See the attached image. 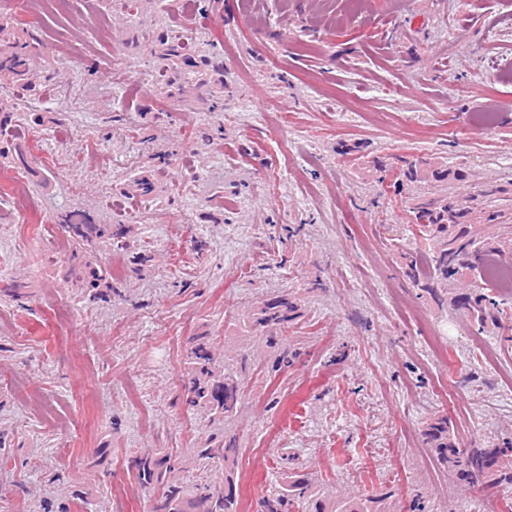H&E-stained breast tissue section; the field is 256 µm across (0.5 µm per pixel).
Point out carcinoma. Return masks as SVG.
I'll use <instances>...</instances> for the list:
<instances>
[{
	"label": "carcinoma",
	"instance_id": "1",
	"mask_svg": "<svg viewBox=\"0 0 512 512\" xmlns=\"http://www.w3.org/2000/svg\"><path fill=\"white\" fill-rule=\"evenodd\" d=\"M27 50L20 45L9 57L0 59V76L20 78L27 74ZM466 180L462 168H450L424 156L402 159V167L385 184L381 194L402 195L407 186L417 188L410 198L411 223L418 227L425 249L407 256L411 281L433 293L453 291L466 278H480L484 287L462 297L453 298L454 306L463 310L479 331L489 326L512 331V308L497 300L496 289L484 280L487 259L512 255V211L503 208L504 196L512 193V183L489 182L468 201L458 198L454 188ZM75 236L87 241L93 235L104 236L95 224L67 223ZM296 305L287 299L265 304L253 313L252 323L263 328H278L291 321ZM191 378L186 387L185 404L207 409L220 423L231 417L241 397V377L228 366L221 367L207 350L204 337L193 339L187 355ZM426 444L436 458L448 467L450 477L460 483L485 482L512 486V446L494 444L489 448H459L448 422L439 419L424 433ZM237 447L231 436L210 437L196 449L197 457L207 466L224 461V486L217 487L202 479L191 485L181 482L178 457L146 451L134 463L135 479L144 486L160 491L152 512H238L234 483ZM311 486L307 475L290 471L279 490L265 498L261 512H288L287 506L304 498ZM387 497L347 498L332 512H389Z\"/></svg>",
	"mask_w": 512,
	"mask_h": 512
}]
</instances>
